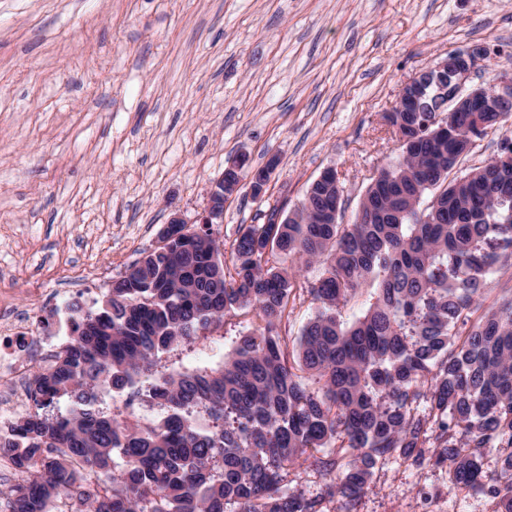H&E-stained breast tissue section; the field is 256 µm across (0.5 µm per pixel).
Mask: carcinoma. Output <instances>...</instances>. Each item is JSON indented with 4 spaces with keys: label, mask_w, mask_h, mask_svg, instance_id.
Wrapping results in <instances>:
<instances>
[{
    "label": "carcinoma",
    "mask_w": 512,
    "mask_h": 512,
    "mask_svg": "<svg viewBox=\"0 0 512 512\" xmlns=\"http://www.w3.org/2000/svg\"><path fill=\"white\" fill-rule=\"evenodd\" d=\"M422 104L384 115L396 155L369 178L353 223L336 212L338 179L307 191L286 224L240 225L232 274L211 233L204 250L173 239L112 280L109 307L74 309L71 343L33 374L38 411L0 437L26 474L0 508L53 512L68 498L74 512H321V499L288 488L289 470L309 463L327 495L352 503L398 458L446 465L449 482L512 512V296L480 304L512 265V138L460 168L512 108L452 112L445 129L447 100L429 88ZM365 287L375 301L341 320ZM300 290L316 312L290 351L278 325ZM245 308L259 323L222 367L153 376L159 354ZM150 376L148 396L166 409L156 424L96 408L101 388L141 397ZM63 396L66 413H39Z\"/></svg>",
    "instance_id": "carcinoma-1"
}]
</instances>
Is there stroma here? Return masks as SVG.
I'll return each mask as SVG.
<instances>
[{"instance_id": "1", "label": "stroma", "mask_w": 512, "mask_h": 512, "mask_svg": "<svg viewBox=\"0 0 512 512\" xmlns=\"http://www.w3.org/2000/svg\"><path fill=\"white\" fill-rule=\"evenodd\" d=\"M473 44L488 57L469 91L512 56V0H0V297L42 335H69L70 305L100 308L242 152L279 164L262 197L244 186L228 200L219 242L299 205L327 168L352 223L394 155L384 113L416 73ZM253 321L226 315L157 371L218 368ZM428 493L442 512H494L447 468L394 458L354 506L322 509L426 512Z\"/></svg>"}]
</instances>
